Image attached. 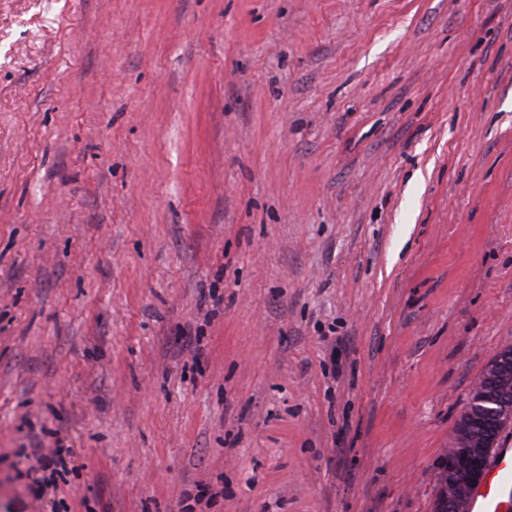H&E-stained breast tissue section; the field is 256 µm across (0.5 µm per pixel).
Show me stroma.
<instances>
[{
	"mask_svg": "<svg viewBox=\"0 0 512 512\" xmlns=\"http://www.w3.org/2000/svg\"><path fill=\"white\" fill-rule=\"evenodd\" d=\"M509 345L512 0H0V512H431ZM64 450L67 454L72 453L71 448L64 449L60 447L50 451L49 454H45L43 448H32L30 453H26V450L21 452V455L30 462L27 468L28 475H31L33 472L38 473L51 470L48 477L41 475L32 479L31 485L38 499H45L51 494L54 495L57 485L53 480V476L59 472L58 467L64 470L66 465L65 458L63 457Z\"/></svg>",
	"mask_w": 512,
	"mask_h": 512,
	"instance_id": "obj_1",
	"label": "stroma"
}]
</instances>
